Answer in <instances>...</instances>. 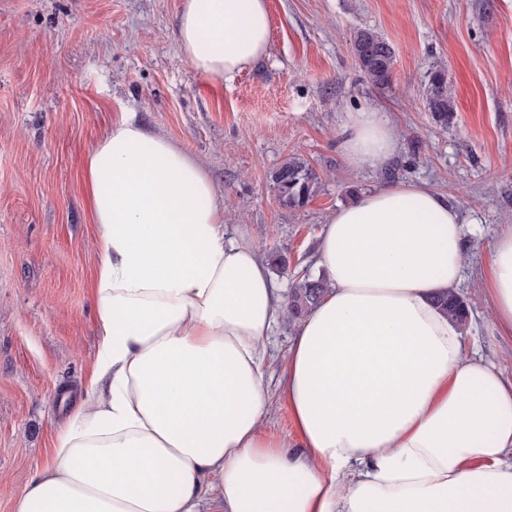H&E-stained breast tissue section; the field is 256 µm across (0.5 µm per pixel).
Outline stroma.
Returning a JSON list of instances; mask_svg holds the SVG:
<instances>
[{
	"mask_svg": "<svg viewBox=\"0 0 512 512\" xmlns=\"http://www.w3.org/2000/svg\"><path fill=\"white\" fill-rule=\"evenodd\" d=\"M181 0H0V512L49 458L98 346L92 298L98 253L84 159L122 113L199 160L261 255L275 251L284 290L319 275L316 245L338 207L386 184L424 183L480 241L459 291L467 353L512 377V339L482 286L490 246L512 224V0H268L267 56L210 79L182 58ZM371 29L393 47L394 79L372 85L352 52ZM446 63L457 110L448 128L425 107L428 74ZM388 113L401 141L373 169L351 164L336 136L345 113ZM307 156L322 191L279 204L268 180L290 153ZM287 323L267 340L271 427L297 444L281 401Z\"/></svg>",
	"mask_w": 512,
	"mask_h": 512,
	"instance_id": "1",
	"label": "stroma"
}]
</instances>
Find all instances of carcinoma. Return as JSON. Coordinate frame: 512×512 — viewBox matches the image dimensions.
I'll use <instances>...</instances> for the list:
<instances>
[{
    "instance_id": "1",
    "label": "carcinoma",
    "mask_w": 512,
    "mask_h": 512,
    "mask_svg": "<svg viewBox=\"0 0 512 512\" xmlns=\"http://www.w3.org/2000/svg\"><path fill=\"white\" fill-rule=\"evenodd\" d=\"M359 69L373 85L385 87L391 83L395 64L392 46L376 33L362 29L352 44ZM425 101L434 124L446 128L454 118L456 103L448 86L444 66L438 65L428 75ZM281 205L289 209L305 207L321 190L322 182L309 160L297 153L288 157L269 175ZM327 283L323 276H303L296 284L288 303V324H294L315 306L325 293ZM438 307L455 320L461 328L469 324L470 314L466 299L450 290L435 299Z\"/></svg>"
}]
</instances>
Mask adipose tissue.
<instances>
[{"label":"adipose tissue","instance_id":"adipose-tissue-1","mask_svg":"<svg viewBox=\"0 0 512 512\" xmlns=\"http://www.w3.org/2000/svg\"><path fill=\"white\" fill-rule=\"evenodd\" d=\"M179 48L229 77L267 55V0H182ZM345 157L398 149L385 113H346ZM97 226L99 345L79 402L14 512H512V378L466 354L436 296L470 244L458 212L397 182L327 219V290L298 322L267 419L265 343L287 304L246 226L229 229L200 162L122 115L84 160ZM485 288L512 331V224Z\"/></svg>","mask_w":512,"mask_h":512}]
</instances>
